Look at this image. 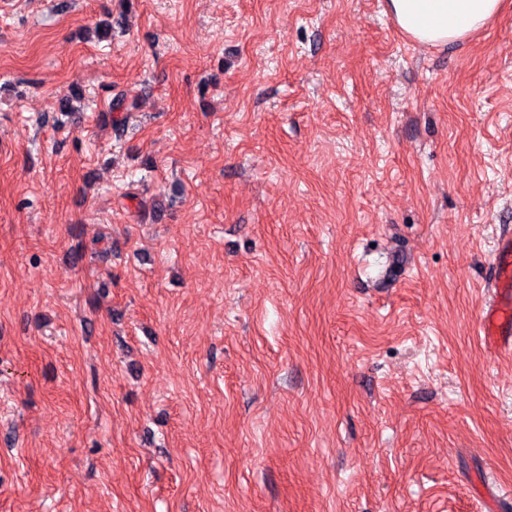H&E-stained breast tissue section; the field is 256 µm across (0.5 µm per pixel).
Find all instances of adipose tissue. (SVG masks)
Masks as SVG:
<instances>
[{"instance_id":"obj_1","label":"adipose tissue","mask_w":512,"mask_h":512,"mask_svg":"<svg viewBox=\"0 0 512 512\" xmlns=\"http://www.w3.org/2000/svg\"><path fill=\"white\" fill-rule=\"evenodd\" d=\"M502 0H386L398 28L420 44H451L481 29Z\"/></svg>"}]
</instances>
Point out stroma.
I'll return each instance as SVG.
<instances>
[{"instance_id":"35a3bbf8","label":"stroma","mask_w":512,"mask_h":512,"mask_svg":"<svg viewBox=\"0 0 512 512\" xmlns=\"http://www.w3.org/2000/svg\"><path fill=\"white\" fill-rule=\"evenodd\" d=\"M384 5L0 0V512H512V0ZM502 0H386L398 28L420 44H451L481 29ZM487 288L493 297L480 310L479 332L494 354L512 352V229L503 224L492 259Z\"/></svg>"}]
</instances>
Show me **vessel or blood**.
Instances as JSON below:
<instances>
[{"label":"vessel or blood","instance_id":"1","mask_svg":"<svg viewBox=\"0 0 512 512\" xmlns=\"http://www.w3.org/2000/svg\"><path fill=\"white\" fill-rule=\"evenodd\" d=\"M493 297L479 315V332L492 353L512 352V228L498 237L487 282Z\"/></svg>","mask_w":512,"mask_h":512}]
</instances>
